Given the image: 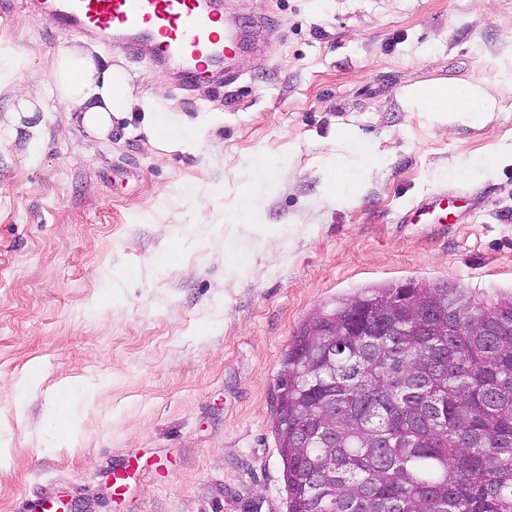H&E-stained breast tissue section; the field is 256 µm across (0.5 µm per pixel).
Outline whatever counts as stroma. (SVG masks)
Wrapping results in <instances>:
<instances>
[{
    "label": "stroma",
    "instance_id": "1",
    "mask_svg": "<svg viewBox=\"0 0 512 512\" xmlns=\"http://www.w3.org/2000/svg\"><path fill=\"white\" fill-rule=\"evenodd\" d=\"M265 17L244 76L185 91L169 67L58 31L27 0L0 19V512H287L272 433L282 359L316 307L383 283L512 294V97L478 125L407 111L414 84L512 67V0H224ZM118 61L159 122L90 135L45 98L58 51ZM29 101L32 112L20 111ZM348 128L383 165L336 197ZM449 220L417 217L433 193ZM249 203L245 224L229 217Z\"/></svg>",
    "mask_w": 512,
    "mask_h": 512
}]
</instances>
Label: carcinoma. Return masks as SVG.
Segmentation results:
<instances>
[{
  "mask_svg": "<svg viewBox=\"0 0 512 512\" xmlns=\"http://www.w3.org/2000/svg\"><path fill=\"white\" fill-rule=\"evenodd\" d=\"M361 315L386 331L359 335ZM276 388L288 512H512V295L343 297L299 326Z\"/></svg>",
  "mask_w": 512,
  "mask_h": 512,
  "instance_id": "carcinoma-1",
  "label": "carcinoma"
}]
</instances>
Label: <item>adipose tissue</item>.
<instances>
[{
	"label": "adipose tissue",
	"instance_id": "adipose-tissue-1",
	"mask_svg": "<svg viewBox=\"0 0 512 512\" xmlns=\"http://www.w3.org/2000/svg\"><path fill=\"white\" fill-rule=\"evenodd\" d=\"M44 82L52 98L66 110L79 113L83 127L92 135L107 137L114 120L135 117L144 129L152 132L154 144L161 152H191L196 148L194 138L177 137L159 127L161 103L157 97L134 94L122 68L107 61L96 63L85 49L72 47L61 51ZM506 95L512 97L511 70L499 74L491 92L478 83H430L410 88L406 99L409 111L476 124L488 113L497 111L501 97ZM336 140L351 147L354 160L348 164L336 155L329 158L325 172L330 187L354 189L357 178L370 176L381 167V159L349 130H338Z\"/></svg>",
	"mask_w": 512,
	"mask_h": 512
}]
</instances>
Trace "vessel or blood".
Returning <instances> with one entry per match:
<instances>
[{
    "instance_id": "obj_1",
    "label": "vessel or blood",
    "mask_w": 512,
    "mask_h": 512,
    "mask_svg": "<svg viewBox=\"0 0 512 512\" xmlns=\"http://www.w3.org/2000/svg\"><path fill=\"white\" fill-rule=\"evenodd\" d=\"M31 7L50 13L61 30L111 37L126 58L145 54L158 66L181 60L185 90L236 82L250 49L244 29L225 23L223 0H32Z\"/></svg>"
}]
</instances>
